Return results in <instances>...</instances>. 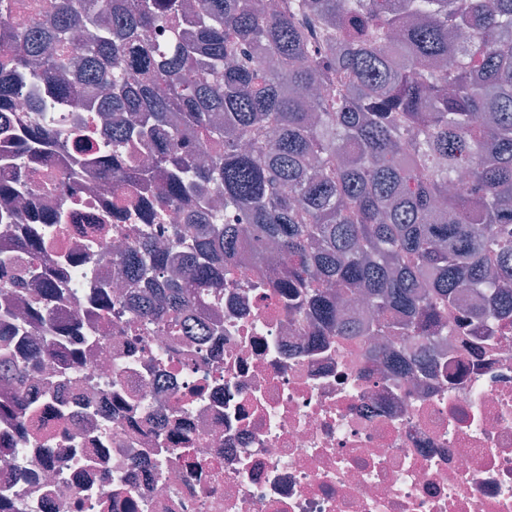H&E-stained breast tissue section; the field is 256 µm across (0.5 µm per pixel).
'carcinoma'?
Instances as JSON below:
<instances>
[{"label": "carcinoma", "instance_id": "obj_1", "mask_svg": "<svg viewBox=\"0 0 512 512\" xmlns=\"http://www.w3.org/2000/svg\"><path fill=\"white\" fill-rule=\"evenodd\" d=\"M40 12L35 28L0 13V108L30 78L36 111L79 100L68 69L79 60L95 87L83 105L112 148L76 141L68 178L95 168L108 184L152 181L146 221L182 211L171 241L182 272L132 301L138 317L185 328L224 290L248 234L259 269L266 245L288 254L273 279L319 336L426 347L512 331V0H42ZM8 140L0 196L17 198L28 183L9 172L15 160L47 163L61 145L46 126ZM132 141L142 152L125 151ZM193 141L211 147L207 163L190 161ZM64 223L61 211L1 215L28 231L0 253V279L20 283L17 254L36 256L41 225ZM117 260L150 282L170 256L148 233ZM45 276L34 322L56 321ZM356 298L365 324L339 312ZM9 313L5 300L0 379L22 407L29 380L67 353L51 341L17 359Z\"/></svg>", "mask_w": 512, "mask_h": 512}]
</instances>
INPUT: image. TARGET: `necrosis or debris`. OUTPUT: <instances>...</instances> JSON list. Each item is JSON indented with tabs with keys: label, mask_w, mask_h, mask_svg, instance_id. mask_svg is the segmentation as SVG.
Masks as SVG:
<instances>
[{
	"label": "necrosis or debris",
	"mask_w": 512,
	"mask_h": 512,
	"mask_svg": "<svg viewBox=\"0 0 512 512\" xmlns=\"http://www.w3.org/2000/svg\"><path fill=\"white\" fill-rule=\"evenodd\" d=\"M24 86L1 128L48 126L59 143L103 140L77 102L30 111ZM66 152L24 163L23 200L0 211L68 205L64 228H44L78 360L33 380L30 430L0 414V512H512V332L472 354L434 345L429 373L395 374L370 336L321 343L314 320L290 313L244 243L233 278L211 295L188 336L135 319L116 253L143 234L165 238L177 208L140 219L142 195L86 170L64 194ZM122 221L101 235L108 212ZM118 296L89 313L96 288Z\"/></svg>",
	"instance_id": "obj_1"
}]
</instances>
